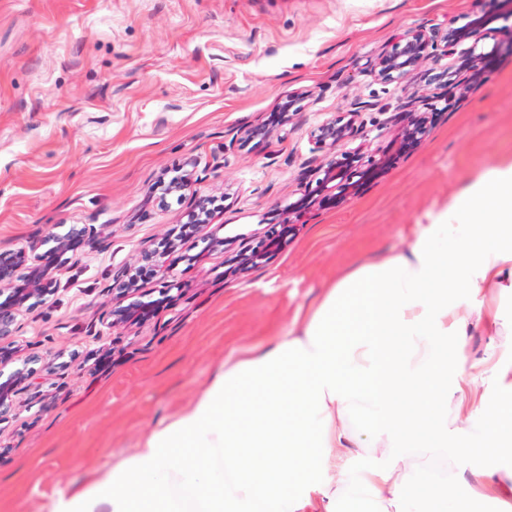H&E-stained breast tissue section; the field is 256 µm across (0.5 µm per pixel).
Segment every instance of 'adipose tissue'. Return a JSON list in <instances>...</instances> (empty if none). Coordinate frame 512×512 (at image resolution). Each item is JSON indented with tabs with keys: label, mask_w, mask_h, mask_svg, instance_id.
Returning a JSON list of instances; mask_svg holds the SVG:
<instances>
[{
	"label": "adipose tissue",
	"mask_w": 512,
	"mask_h": 512,
	"mask_svg": "<svg viewBox=\"0 0 512 512\" xmlns=\"http://www.w3.org/2000/svg\"><path fill=\"white\" fill-rule=\"evenodd\" d=\"M512 157L360 258L286 331L239 350L190 404L45 512H469L500 483L448 467L473 440L512 481ZM498 337L478 372L468 338ZM456 377H449V370ZM370 464L354 469V454Z\"/></svg>",
	"instance_id": "ef3b65f1"
}]
</instances>
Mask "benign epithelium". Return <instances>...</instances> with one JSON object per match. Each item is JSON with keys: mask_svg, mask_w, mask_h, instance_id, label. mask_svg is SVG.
Returning <instances> with one entry per match:
<instances>
[{"mask_svg": "<svg viewBox=\"0 0 512 512\" xmlns=\"http://www.w3.org/2000/svg\"><path fill=\"white\" fill-rule=\"evenodd\" d=\"M481 40L477 21L466 27L452 23L444 33L423 24H414L403 29L383 49L371 64L370 72L381 81L397 82L414 74L426 60L457 56L469 72V79L475 82L487 73L490 63V54L479 50ZM421 103L422 99L410 95L388 117V125L395 130L392 145L399 154L406 152L409 144L414 147L421 144L428 134L431 120L428 113L420 110ZM373 108V102L355 97L349 102L346 112L311 133L316 151L322 153V157L313 156L305 162V167H313L314 173H323L310 193L316 202L343 204L391 163L389 157L376 159L363 151L368 131L360 117ZM354 142L357 146L352 151L341 157L336 155L339 145ZM74 239L89 246L100 244L97 231L91 225L69 224L61 234L52 232L34 237L23 247L0 252V343H14L17 318L23 308L41 304L53 294L52 268L45 266V257L64 256ZM280 249L282 246H271L265 240L241 254L236 269L244 273ZM140 261L159 278L171 277L170 253L162 252L159 247L143 248ZM136 280L137 270L131 266L113 278L112 293L116 306L106 320L108 327L112 328L133 316L138 305L132 300ZM39 363L46 369L53 365L51 361L42 363L39 356L17 360L11 356L0 357V424L16 415L14 398L20 390L32 387V379L37 373L35 365Z\"/></svg>", "mask_w": 512, "mask_h": 512, "instance_id": "7a95c632", "label": "benign epithelium"}]
</instances>
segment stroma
<instances>
[{
    "mask_svg": "<svg viewBox=\"0 0 512 512\" xmlns=\"http://www.w3.org/2000/svg\"><path fill=\"white\" fill-rule=\"evenodd\" d=\"M474 0H0V250L65 224L95 225L100 246L60 261L56 292L18 317L21 356L53 370L16 398L0 425V512H44L68 484L135 446L185 406L232 351L287 329L297 308L360 257L392 252L463 180L512 155V0H486L497 48L468 93L422 75L385 83L369 64L401 28L443 31ZM306 99L267 140L288 94ZM436 107L418 147L341 206L303 208L287 246L248 272L235 255L281 223L304 194L312 131L355 97L370 148L387 150L386 120L409 95ZM195 161L190 192L162 203L168 171ZM200 198L221 209L172 253L171 279L144 276L151 316L116 327L115 271L186 223ZM222 246L206 248L205 236Z\"/></svg>",
    "mask_w": 512,
    "mask_h": 512,
    "instance_id": "1",
    "label": "stroma"
}]
</instances>
